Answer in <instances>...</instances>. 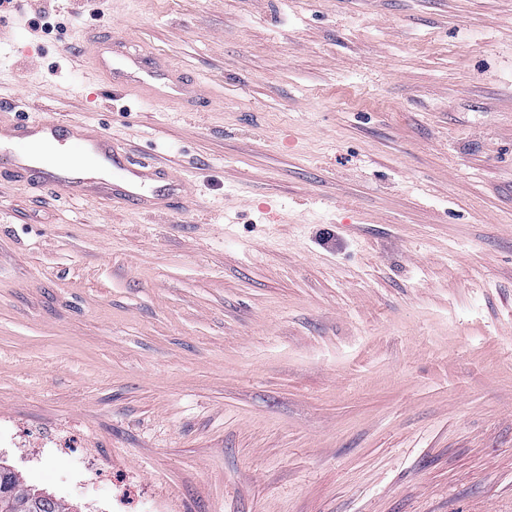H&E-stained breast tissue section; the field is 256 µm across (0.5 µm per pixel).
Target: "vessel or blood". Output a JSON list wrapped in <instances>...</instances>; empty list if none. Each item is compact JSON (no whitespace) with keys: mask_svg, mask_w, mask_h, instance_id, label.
<instances>
[{"mask_svg":"<svg viewBox=\"0 0 512 512\" xmlns=\"http://www.w3.org/2000/svg\"><path fill=\"white\" fill-rule=\"evenodd\" d=\"M124 45L121 39H93L87 61L112 83L149 98L183 101L196 97V90L188 87L170 64L127 51ZM34 142L68 147L69 162L52 169L40 166L28 151ZM0 145L10 147L11 166L17 177L37 178L73 198H96L106 192L113 203L160 210L170 199L190 192L172 166L133 158L93 125H69L54 117L0 125ZM103 163L109 165L111 179L93 176V169Z\"/></svg>","mask_w":512,"mask_h":512,"instance_id":"b4317fda","label":"vessel or blood"}]
</instances>
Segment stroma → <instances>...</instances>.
I'll use <instances>...</instances> for the list:
<instances>
[{"label":"stroma","instance_id":"1","mask_svg":"<svg viewBox=\"0 0 512 512\" xmlns=\"http://www.w3.org/2000/svg\"><path fill=\"white\" fill-rule=\"evenodd\" d=\"M0 121L172 165L9 177L0 465L72 512H512V0H18ZM195 79L111 91L101 28ZM32 142L36 152L47 161H64L66 152L57 144L67 146L70 162L53 169L36 163L28 146ZM0 145L11 147V166L16 177H34L43 185L61 189L71 198H97L102 193L112 203L146 210H160L172 198L189 194L188 184L167 164L134 159L129 152L95 125H69L57 118L11 123L6 128L0 121ZM20 146V148H18ZM112 169L99 171L104 178L94 177L89 171L100 164ZM112 186L111 192L106 191Z\"/></svg>","mask_w":512,"mask_h":512}]
</instances>
